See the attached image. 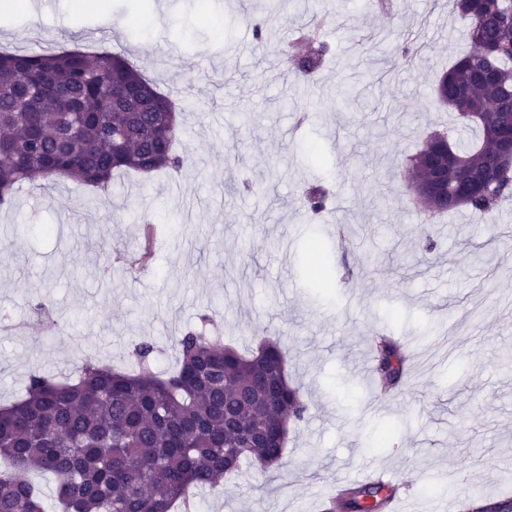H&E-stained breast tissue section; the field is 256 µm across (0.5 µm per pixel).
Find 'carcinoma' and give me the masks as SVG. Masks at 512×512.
Masks as SVG:
<instances>
[{
	"label": "carcinoma",
	"instance_id": "1",
	"mask_svg": "<svg viewBox=\"0 0 512 512\" xmlns=\"http://www.w3.org/2000/svg\"><path fill=\"white\" fill-rule=\"evenodd\" d=\"M473 50L442 75L434 93L459 130L478 128L477 139L448 145L447 205L426 202L431 215L467 207L491 214L512 195L504 174L458 204L460 180L495 154L499 102L512 87V0H456ZM315 31H301L285 53L294 72L315 73L327 45L305 52ZM175 106L122 56L49 49L0 52V206L20 185L59 177L105 188L116 171L179 170L174 147L182 130ZM426 142L410 159L414 181L428 178ZM328 192L307 189L301 207L317 216ZM179 364L162 373L150 356L156 346L135 347L138 370L120 372L88 360L75 380L29 375L26 396L0 407V512H47L29 480L53 471L60 512H172L190 508V490L221 488L227 470L242 464L266 472L281 465L289 423L307 410L285 374L277 341L261 340L243 354L191 330L175 339ZM377 386L404 385L406 355L391 336L375 339ZM381 485L340 491L344 512H383Z\"/></svg>",
	"mask_w": 512,
	"mask_h": 512
}]
</instances>
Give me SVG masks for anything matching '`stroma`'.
<instances>
[{
  "instance_id": "1",
  "label": "stroma",
  "mask_w": 512,
  "mask_h": 512,
  "mask_svg": "<svg viewBox=\"0 0 512 512\" xmlns=\"http://www.w3.org/2000/svg\"><path fill=\"white\" fill-rule=\"evenodd\" d=\"M37 2L36 24L18 13L0 26V50L122 54L173 101L189 163L104 189L27 183L0 207V320L28 326L0 335V404L35 371L62 380L90 357L131 368L148 338L172 369L190 327L241 349L266 336L307 413L282 468L195 490L193 512H315L338 481L382 468L407 484L412 512H448L475 487L512 492V200L429 222L405 171L453 125L434 87L471 49L454 0ZM317 15L328 51L306 84L283 49ZM410 31L421 49L396 64ZM311 183L330 194L316 217L300 207ZM147 215L158 232L141 267ZM378 332L419 348L392 395L375 385Z\"/></svg>"
}]
</instances>
